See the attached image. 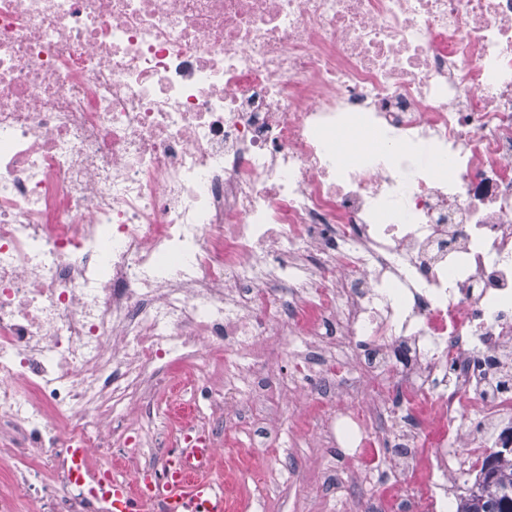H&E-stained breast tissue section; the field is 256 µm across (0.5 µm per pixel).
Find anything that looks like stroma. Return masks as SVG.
<instances>
[{
  "instance_id": "obj_1",
  "label": "stroma",
  "mask_w": 512,
  "mask_h": 512,
  "mask_svg": "<svg viewBox=\"0 0 512 512\" xmlns=\"http://www.w3.org/2000/svg\"><path fill=\"white\" fill-rule=\"evenodd\" d=\"M268 378L265 398L244 401L225 417L224 453L215 460L218 474L237 487L239 512H350L336 497L337 478L358 486L362 461L383 463L391 449L368 448L348 459L313 435L323 414L306 399L289 351L278 353Z\"/></svg>"
}]
</instances>
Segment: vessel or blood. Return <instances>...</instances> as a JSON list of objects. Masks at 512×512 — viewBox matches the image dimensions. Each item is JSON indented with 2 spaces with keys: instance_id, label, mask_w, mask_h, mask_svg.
<instances>
[{
  "instance_id": "vessel-or-blood-1",
  "label": "vessel or blood",
  "mask_w": 512,
  "mask_h": 512,
  "mask_svg": "<svg viewBox=\"0 0 512 512\" xmlns=\"http://www.w3.org/2000/svg\"><path fill=\"white\" fill-rule=\"evenodd\" d=\"M202 435L185 430L178 448L167 456L155 479L138 476L132 479L104 476L87 482L86 448H71V471L76 482L87 483L89 492L107 503L112 512H230L224 488L208 471L192 480L183 471L187 458L208 455Z\"/></svg>"
}]
</instances>
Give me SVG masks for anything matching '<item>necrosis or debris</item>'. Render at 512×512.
Returning a JSON list of instances; mask_svg holds the SVG:
<instances>
[{"mask_svg": "<svg viewBox=\"0 0 512 512\" xmlns=\"http://www.w3.org/2000/svg\"><path fill=\"white\" fill-rule=\"evenodd\" d=\"M270 336L323 407L354 341L376 396L327 428L397 451L361 512L512 447V0H0V512H108L70 448L159 468ZM187 356L224 388L136 403Z\"/></svg>", "mask_w": 512, "mask_h": 512, "instance_id": "obj_1", "label": "necrosis or debris"}]
</instances>
